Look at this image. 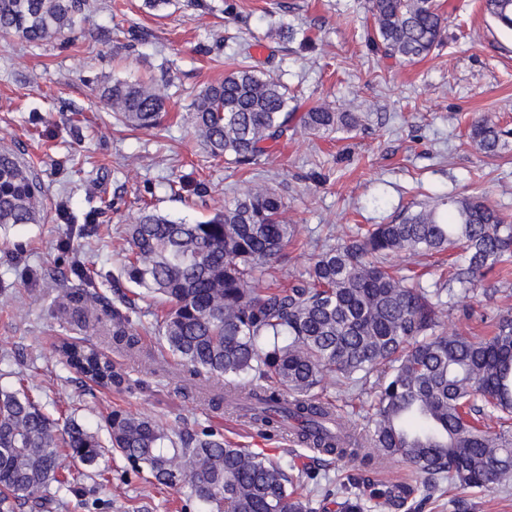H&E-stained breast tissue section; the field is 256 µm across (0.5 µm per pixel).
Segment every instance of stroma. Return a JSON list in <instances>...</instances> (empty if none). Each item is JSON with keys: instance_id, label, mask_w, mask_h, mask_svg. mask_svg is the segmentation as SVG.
I'll list each match as a JSON object with an SVG mask.
<instances>
[{"instance_id": "1", "label": "stroma", "mask_w": 512, "mask_h": 512, "mask_svg": "<svg viewBox=\"0 0 512 512\" xmlns=\"http://www.w3.org/2000/svg\"><path fill=\"white\" fill-rule=\"evenodd\" d=\"M447 18L441 44L425 59L400 62L373 47L368 0H172L161 11L144 0H88L86 18L49 43L0 35V147L18 152L47 189L44 223L0 228V386L23 384L46 408L75 409L92 430L112 406L166 416L177 429L212 428L238 448L294 462L317 486L315 512H341L347 494L389 491L400 512H512V488L439 494L401 463L372 472L327 462L291 441L262 434L210 403L220 382L185 377L152 359L129 360L105 324L83 330L126 374L104 390L56 366L52 343L66 330L53 312L49 276L72 256L101 274L114 296L124 226L143 201L195 222L223 205L244 177L273 184L296 226L282 274L303 273L310 258L356 227L397 221L417 203L480 195L512 224V149L497 157L471 143L472 121L486 115L512 132V32L490 17L483 0H438ZM249 57L279 75L296 111L329 103L363 118L327 138L292 124L285 142L251 173L207 157L186 115L194 96ZM163 84L167 114L150 129L119 124L101 99L104 78ZM180 194H172L171 186ZM512 311V271L481 277L444 319L447 332L488 333L481 316ZM112 483L126 491L129 512H203L174 490L154 485L120 455L105 457Z\"/></svg>"}]
</instances>
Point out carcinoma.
<instances>
[{
    "mask_svg": "<svg viewBox=\"0 0 512 512\" xmlns=\"http://www.w3.org/2000/svg\"><path fill=\"white\" fill-rule=\"evenodd\" d=\"M87 0H0V32L28 43L56 40L85 18ZM372 43L407 62L439 46L447 18L437 0H369ZM486 11L512 30V0ZM100 96L134 129L158 123L165 98L155 80H103ZM280 78L240 62L193 100L188 122L204 150L247 168L288 135L296 119L312 135L356 127L354 112L329 105L301 114ZM489 117L469 138L495 156L508 146ZM46 191L12 149H0V226L38 224ZM288 205L269 183L245 179L233 196L194 224L146 204L126 225L120 275L131 287L111 300L81 261L68 265L81 288L58 291L52 307L86 322L108 318L112 338L130 359L141 355L139 331L157 335L161 360L193 376L224 379V402L275 431L286 422L293 442L364 470L398 461L440 489L512 486V313L487 337L442 329L457 295L474 291L477 275L512 263V224L481 197L424 203L400 221L373 224L315 253L288 284L274 276L294 237ZM456 248L465 266L450 281L425 287L388 258ZM457 283L454 290L448 283ZM149 316L151 320L144 321ZM57 362L103 389L125 378L82 338L60 336ZM374 381L364 426L348 425L316 393L328 377ZM105 436L74 416L53 417L23 389L0 387V512L65 506L79 477L105 476L99 463L116 450L134 471L186 494L209 512H314L300 492L303 474L282 460L236 448L207 427L177 430L159 416L110 410Z\"/></svg>",
    "mask_w": 512,
    "mask_h": 512,
    "instance_id": "1",
    "label": "carcinoma"
}]
</instances>
